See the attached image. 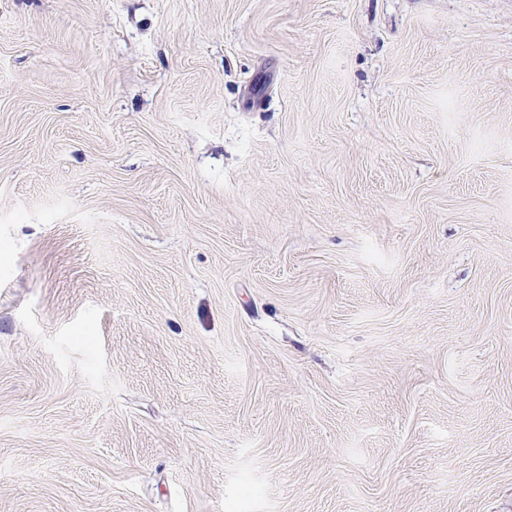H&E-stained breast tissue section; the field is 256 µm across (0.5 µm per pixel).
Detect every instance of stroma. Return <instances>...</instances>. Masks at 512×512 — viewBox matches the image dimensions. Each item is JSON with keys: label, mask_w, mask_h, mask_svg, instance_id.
Wrapping results in <instances>:
<instances>
[{"label": "stroma", "mask_w": 512, "mask_h": 512, "mask_svg": "<svg viewBox=\"0 0 512 512\" xmlns=\"http://www.w3.org/2000/svg\"><path fill=\"white\" fill-rule=\"evenodd\" d=\"M0 512H512V0H0Z\"/></svg>", "instance_id": "35a3bbf8"}]
</instances>
